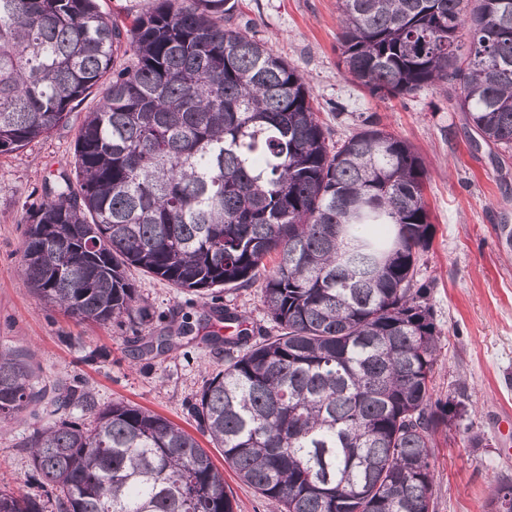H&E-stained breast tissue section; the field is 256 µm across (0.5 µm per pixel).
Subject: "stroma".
Listing matches in <instances>:
<instances>
[{
	"label": "stroma",
	"instance_id": "stroma-1",
	"mask_svg": "<svg viewBox=\"0 0 512 512\" xmlns=\"http://www.w3.org/2000/svg\"><path fill=\"white\" fill-rule=\"evenodd\" d=\"M238 24L303 75L331 140L358 130L363 118L410 142L427 170L425 196L435 235L417 277L432 283L428 303L440 332L433 395L444 400L465 387L468 415L437 434L433 512H491L500 481L512 480V246L498 231L512 227V151L474 144L463 112L443 88L381 100L352 84L339 63L337 0H241ZM97 97L69 121L24 148L0 155V350L19 351L34 387H74L98 407L135 404L188 432L190 405L224 368V348L209 343L218 328L211 305L236 309L248 329L273 331L260 284L220 290L217 298L173 287L139 270L129 277L137 310L104 324L86 322L37 301L20 278L31 210L47 198L60 173L74 168L78 127ZM190 321L178 348L138 357L137 338ZM51 394L0 418V487L41 495L22 443L38 427L65 417ZM483 445L470 447L471 435Z\"/></svg>",
	"mask_w": 512,
	"mask_h": 512
}]
</instances>
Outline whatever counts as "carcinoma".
<instances>
[{"label":"carcinoma","instance_id":"obj_1","mask_svg":"<svg viewBox=\"0 0 512 512\" xmlns=\"http://www.w3.org/2000/svg\"><path fill=\"white\" fill-rule=\"evenodd\" d=\"M345 76L380 98L457 84L454 106L512 150V0H337ZM238 0H148L126 22L96 0H0V154L66 123L92 92L74 175H60L23 245L42 303L95 323L129 315L134 267L196 292L255 283L281 334L220 338L224 370L191 411L273 512H430L435 435L467 416L433 399L439 332L417 279L434 237L423 159L365 120L328 140L298 70L239 28ZM469 44L457 42L462 28ZM128 57L116 63L118 54ZM188 330L151 336L139 357ZM36 395L0 352V415ZM29 436L60 512H235L196 439L137 405ZM0 512L45 504L0 487Z\"/></svg>","mask_w":512,"mask_h":512}]
</instances>
